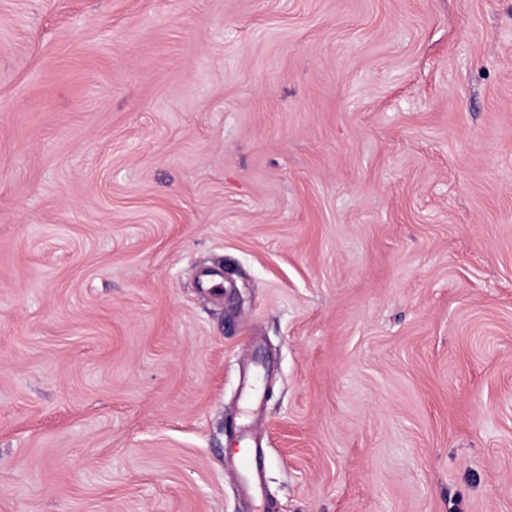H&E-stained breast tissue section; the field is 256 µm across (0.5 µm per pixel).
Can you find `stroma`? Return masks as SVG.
Here are the masks:
<instances>
[{"mask_svg": "<svg viewBox=\"0 0 512 512\" xmlns=\"http://www.w3.org/2000/svg\"><path fill=\"white\" fill-rule=\"evenodd\" d=\"M0 512H512V0H0ZM247 455L240 460L239 478L241 483L253 493L261 490L263 478L262 448H245Z\"/></svg>", "mask_w": 512, "mask_h": 512, "instance_id": "obj_1", "label": "stroma"}]
</instances>
